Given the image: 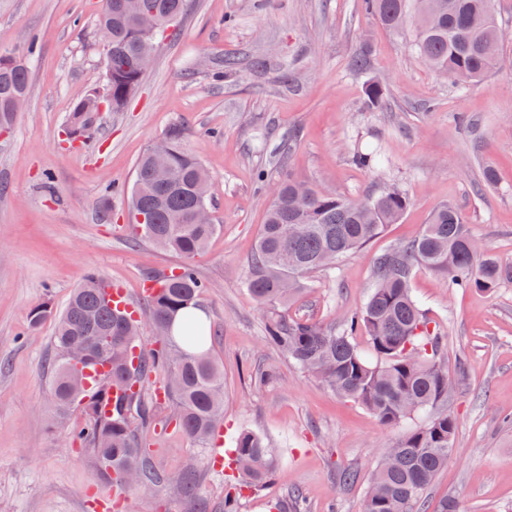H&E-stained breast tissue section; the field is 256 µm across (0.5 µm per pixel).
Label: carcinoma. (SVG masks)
I'll return each instance as SVG.
<instances>
[{
  "label": "carcinoma",
  "instance_id": "cac0c4a2",
  "mask_svg": "<svg viewBox=\"0 0 512 512\" xmlns=\"http://www.w3.org/2000/svg\"><path fill=\"white\" fill-rule=\"evenodd\" d=\"M124 0H105L99 27L107 31L112 56L105 68L112 73L111 111L127 106L144 74L135 67L140 44L148 39L125 11ZM159 15L156 40L176 35V20L189 0H147ZM365 8L392 32L412 28L410 48L432 70L456 86L478 81L493 71L503 52L493 0H364ZM30 83L28 60L0 68V126L10 124L12 101L26 96ZM368 109L385 103L381 82L365 85ZM98 92L90 93L69 112L67 128L81 135L97 112ZM167 151L145 152L137 161L131 189L132 243L151 242L182 259L161 275L147 299V316L162 338L150 355H138L131 368L130 353L139 347L138 320L111 305L107 284L92 273L83 287L57 312L50 306L32 310L34 327L51 320L55 352L50 368L51 398L59 413L78 408L86 416L81 435L94 455L101 477L124 484V474L137 473V488L174 487L197 502L195 512H207L200 499L198 470L184 468L164 478L153 468L134 425L151 423V407L143 384L160 368L174 375L164 385L175 422L191 441L205 444L213 435L224 404V374L207 349L210 325L192 318L182 334L172 335L175 315L198 304L206 291L194 262L217 230L216 224H196L200 206H210L209 189L196 185L200 163L183 147V132H165ZM352 160L371 169L378 153L354 150ZM408 198L392 186L357 201L308 186L288 177L272 193L265 222L250 258L245 287L264 309L266 341L295 367L319 378L343 399L370 410L399 434L383 449L361 512H427V492L453 453L455 419L441 406L448 401L451 380L443 336L411 291L418 269H425L455 289L492 292L512 279V266L479 251L457 208L438 207L421 233L393 245L376 257L372 289L364 304L346 312L338 325L288 315V304L305 288L310 274L360 249L396 223ZM94 314L88 323L85 316ZM366 338V348L355 337ZM92 352L70 363L68 351L78 339ZM126 387V397L112 404V387ZM233 476L225 483L224 512H239L245 493L273 474L278 458L266 439L245 430L234 441Z\"/></svg>",
  "mask_w": 512,
  "mask_h": 512
}]
</instances>
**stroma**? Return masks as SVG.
<instances>
[{
	"instance_id": "stroma-1",
	"label": "stroma",
	"mask_w": 512,
	"mask_h": 512,
	"mask_svg": "<svg viewBox=\"0 0 512 512\" xmlns=\"http://www.w3.org/2000/svg\"><path fill=\"white\" fill-rule=\"evenodd\" d=\"M103 0H0V52L30 56L25 107L0 137V512H193L161 486L115 487L102 480L79 432L84 417H57L43 365L54 356V325L31 329V311L63 309L88 274L124 288L146 309L143 284L180 259L132 245L124 226L140 156L173 125L209 172L219 231L196 270L212 326L210 351L224 369V447L242 430L263 434L279 464L240 512H272L293 492L308 512H360L370 476L393 429L296 369L265 341V313L244 285L272 198L292 177L359 199L395 184L410 204L399 223L365 247L312 274L290 315L330 324L360 307L376 256L419 234L432 211L453 204L483 251L512 264V0H494L504 60L460 89L430 70L366 11L363 0H191L176 39L161 40L151 68L121 112L103 111L80 141L63 137L72 106L105 85L98 26ZM367 52L359 74L351 60ZM240 68L225 73L224 60ZM263 58L262 68L251 67ZM294 73L283 82L281 64ZM376 79L385 105L364 108ZM286 167L273 157L287 132ZM379 147L384 165L356 166L354 146ZM494 181L482 187L483 173ZM415 296L447 343L458 385L447 410L456 420L454 456L435 478L428 508L453 499L459 512H512V280L495 291L452 290L426 270ZM272 371L257 386L255 372ZM163 373L145 383L156 399L142 435L163 475L197 463L209 512H224L226 469L198 448L158 398ZM358 472L346 485L342 470Z\"/></svg>"
}]
</instances>
